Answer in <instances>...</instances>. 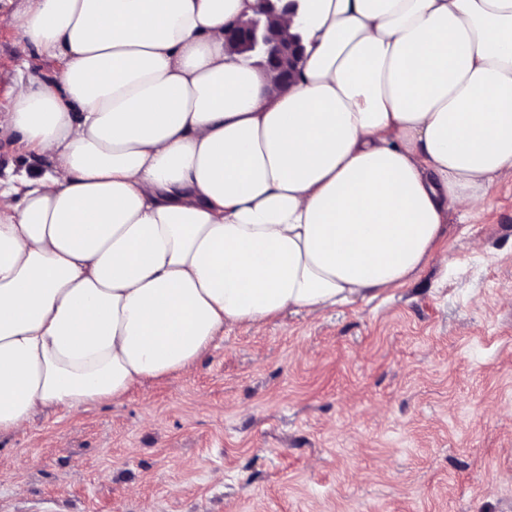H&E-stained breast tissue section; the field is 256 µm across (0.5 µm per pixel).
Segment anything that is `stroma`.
<instances>
[{"label":"stroma","mask_w":512,"mask_h":512,"mask_svg":"<svg viewBox=\"0 0 512 512\" xmlns=\"http://www.w3.org/2000/svg\"><path fill=\"white\" fill-rule=\"evenodd\" d=\"M0 0V110L21 54ZM387 299L225 331L186 372L0 434V512H512V174Z\"/></svg>","instance_id":"35a3bbf8"}]
</instances>
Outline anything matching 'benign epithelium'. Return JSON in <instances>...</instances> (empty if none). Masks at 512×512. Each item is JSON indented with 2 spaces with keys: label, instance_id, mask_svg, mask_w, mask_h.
I'll return each mask as SVG.
<instances>
[{
  "label": "benign epithelium",
  "instance_id": "7a95c632",
  "mask_svg": "<svg viewBox=\"0 0 512 512\" xmlns=\"http://www.w3.org/2000/svg\"><path fill=\"white\" fill-rule=\"evenodd\" d=\"M301 0H258L251 15L224 26V46L232 55L273 74L277 84L291 86L305 56L302 24L290 27L281 18L298 16Z\"/></svg>",
  "mask_w": 512,
  "mask_h": 512
}]
</instances>
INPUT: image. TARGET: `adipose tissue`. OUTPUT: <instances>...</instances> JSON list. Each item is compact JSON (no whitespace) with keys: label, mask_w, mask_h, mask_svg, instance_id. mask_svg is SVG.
<instances>
[{"label":"adipose tissue","mask_w":512,"mask_h":512,"mask_svg":"<svg viewBox=\"0 0 512 512\" xmlns=\"http://www.w3.org/2000/svg\"><path fill=\"white\" fill-rule=\"evenodd\" d=\"M256 0H26L0 140V434L116 401L238 324L404 286L512 172V0H306L277 86L224 50ZM42 161H37L27 157L17 147L10 144H0V176L6 177L10 172L12 175H21L23 172H29L32 168L41 165Z\"/></svg>","instance_id":"1"}]
</instances>
